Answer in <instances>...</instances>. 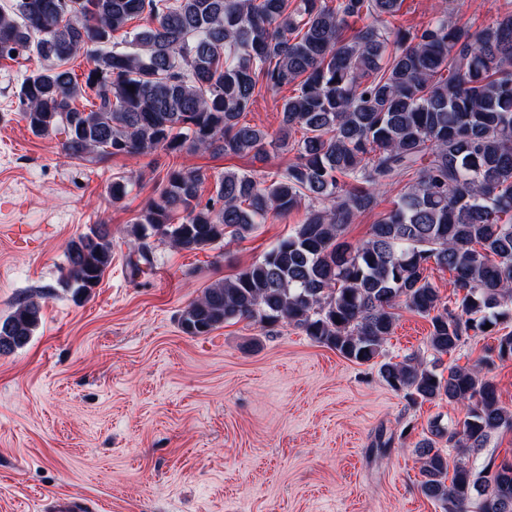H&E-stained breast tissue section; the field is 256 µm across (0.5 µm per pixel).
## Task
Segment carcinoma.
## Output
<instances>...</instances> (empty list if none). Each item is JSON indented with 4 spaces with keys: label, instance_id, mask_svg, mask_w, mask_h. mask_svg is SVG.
<instances>
[{
    "label": "carcinoma",
    "instance_id": "1",
    "mask_svg": "<svg viewBox=\"0 0 512 512\" xmlns=\"http://www.w3.org/2000/svg\"><path fill=\"white\" fill-rule=\"evenodd\" d=\"M401 4L12 0L0 10V59L37 61L18 92L23 119L37 137L64 131L71 159L157 149L260 156L288 146L293 129L305 131L284 170L262 180L217 174L205 203L204 174L168 172L158 200L136 218L134 276L152 265V237L205 251L271 212L306 205L287 237L189 302L179 317L184 334L207 336L232 320L287 323L367 363L403 305L428 320L429 346L443 355L512 319V12L470 26L441 16L410 33L395 24ZM144 14L149 26L126 30ZM120 30L133 50L112 46ZM81 52L94 62L82 81L64 68ZM288 84L296 89L275 137L240 122L261 89ZM89 90L98 102L78 107ZM401 182L367 238L344 241L376 193ZM66 259L65 287L77 295L96 287L112 263L107 225L71 240ZM432 264L453 275L451 306L426 275ZM40 320L30 300L0 318V354L24 347ZM380 374L414 402L466 411L460 428L434 422L417 443L422 493L444 512H512L511 461L456 466L450 475L448 454L435 447L445 437L475 453L512 431V409L493 380L463 368L444 375L414 358L383 363Z\"/></svg>",
    "mask_w": 512,
    "mask_h": 512
}]
</instances>
